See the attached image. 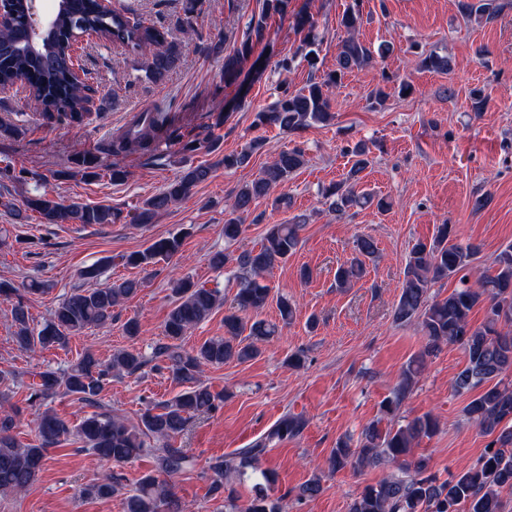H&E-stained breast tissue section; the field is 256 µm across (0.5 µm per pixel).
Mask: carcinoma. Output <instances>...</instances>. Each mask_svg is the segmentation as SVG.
Returning <instances> with one entry per match:
<instances>
[{"label": "carcinoma", "instance_id": "1", "mask_svg": "<svg viewBox=\"0 0 512 512\" xmlns=\"http://www.w3.org/2000/svg\"><path fill=\"white\" fill-rule=\"evenodd\" d=\"M290 3L291 0H264L262 17L249 26L232 51H225L220 40L210 44L211 53L224 57V83L231 85L238 81L254 44L264 37V18L287 15ZM200 4L201 0H185V18L177 20L188 36L195 32L192 19ZM9 7L11 27L0 35V85L25 79L49 117L57 115L80 125L89 119L92 110L103 109L105 99L94 100L93 90L79 85L74 76L71 48L87 32H96L131 53L159 47L146 67V76L155 82L163 81L181 59V44L168 40L167 29L145 24L128 7L105 11L98 0H66L55 29L35 47L29 44V0H10ZM457 8L467 21L478 23L494 21L501 11L497 0H457ZM362 22V0H352L339 20L348 37L338 45L335 68L299 89L284 90L269 106L255 113L253 124L274 126L291 134L328 122L330 89L339 85L348 73L369 64L374 55L383 57L390 51L386 45L374 51L354 36ZM315 53V40H306L294 56L282 59L280 66L291 69L295 57L299 56L314 68ZM420 66L440 72L448 70L449 64L447 58L429 53L421 58ZM179 138L168 115L157 113L146 118L141 114L112 140L110 147L112 152L120 153L133 146L155 158L160 156L161 143L170 144ZM263 148L264 140L256 138L241 151L224 155L221 159L224 170L247 166L252 156ZM348 152L354 161L345 178L320 191L329 209L338 218L372 204L386 210L385 199L353 189L370 163L369 149L356 143ZM306 163V150L302 143L296 142L263 166L251 183L238 188L224 209V239L231 241L242 233L246 218L261 200L270 198L277 208L290 207V197L273 198L271 193ZM211 174L209 165L182 170L160 192L136 207L131 223L141 226L155 223L159 215L187 198ZM76 176L84 179L107 176L113 182H123L129 172L114 168L103 173L96 158L82 152L75 155L70 168L54 174L56 178ZM45 181L44 176L35 179V188L22 206L11 208L18 223H26L32 213L38 214L42 224L88 226L116 224L122 220V212L110 207L67 202L40 190ZM305 224L306 216L297 214L286 224L268 225L257 249L243 251L232 259L222 252L212 255L210 262L216 269L224 268L229 262L234 264L231 278L237 291L232 306L224 313V335L185 347L184 336L224 306V293L188 277L173 278L171 307L163 324L165 341L156 344L151 354L133 345L114 350L108 361L101 362L88 349L65 370L47 368L33 373L27 384L28 406L40 407L57 396H74L94 411L73 428L56 415L41 412L35 419L34 440L25 445L14 435L20 411L0 416V492L27 490L44 469L48 450L73 437L83 449L113 467H121L144 454L153 456L155 469L140 477L136 487L126 492L124 512H183L167 478L191 469L192 460L185 449L175 446V441L187 432L193 420L213 413L220 402V395L199 379L201 369L256 358L260 346L279 335L281 325L293 320V304L283 295L278 299L282 324L262 319L259 314L270 297L266 275L297 252L300 231ZM186 235L188 232L181 231L157 239L142 251L120 255V263L146 268L160 260H170L180 252ZM377 253L371 237L359 236L355 255L336 269V286L347 288L361 278L366 262L375 260ZM479 254V246L456 241L451 224L436 225L430 241H418L411 248L393 318L400 325H417L426 345L406 364L400 382L383 404V411L396 416L428 358L435 356L444 343L457 344L464 350L466 364L455 377L453 388L458 392L477 391L466 405V414L494 439L473 465L442 481L429 472L426 458L409 459L415 441L438 432L439 422L432 414L416 416L386 430L375 422L365 425L357 444L343 438L336 442L329 456V469L337 472L347 467L362 470L395 464L398 473L365 486L351 502L349 512H502V493L512 491V383L504 381V375L512 372V244L499 250L491 270L471 282L466 271L479 261ZM456 276L459 283L448 296L431 295L435 283ZM142 286L143 281L133 278L117 280L103 288H75L38 330L30 325L28 305L20 288L8 280H0V299L12 302L13 342L20 350L34 353L50 347L63 348L69 337L112 322V311L134 297ZM477 306L484 307L485 320L481 326L474 327L470 314ZM150 364L168 371L183 390L146 409L136 425L105 411L100 395L112 375H137ZM306 427L303 416L287 413L276 422L266 439L212 460L208 465L210 497L224 501L226 512H281V498L272 494L274 475L259 468L258 463L268 452L267 442L296 439ZM246 475L252 479L253 489L246 504L241 506L237 504L231 480ZM121 480V474L112 473L82 488L81 493L86 498L108 499L123 491ZM321 491V478L315 476L299 487L297 497L313 501Z\"/></svg>", "mask_w": 512, "mask_h": 512}]
</instances>
